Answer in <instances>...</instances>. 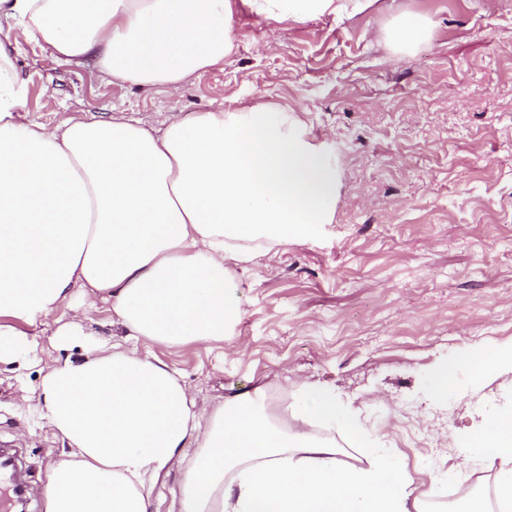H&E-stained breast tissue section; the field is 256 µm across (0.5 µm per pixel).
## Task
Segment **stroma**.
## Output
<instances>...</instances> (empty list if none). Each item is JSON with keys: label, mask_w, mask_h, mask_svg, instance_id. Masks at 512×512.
<instances>
[{"label": "stroma", "mask_w": 512, "mask_h": 512, "mask_svg": "<svg viewBox=\"0 0 512 512\" xmlns=\"http://www.w3.org/2000/svg\"><path fill=\"white\" fill-rule=\"evenodd\" d=\"M404 14L430 22L408 48L389 38ZM235 34L223 64L175 94L20 45L24 119L125 114L158 128L219 104L275 103L336 154L322 236L235 270L245 314L233 335L167 350L128 336L107 303L83 330L164 361L208 409L258 385L292 406L308 387L329 388L418 491L437 488L433 512H448L456 443L512 396V375L465 370L447 404L425 391L438 362L512 343V0H375L350 17L262 25L242 13ZM43 376L37 361L0 362V448L29 466L26 512H44L50 470L68 453L35 408Z\"/></svg>", "instance_id": "stroma-1"}]
</instances>
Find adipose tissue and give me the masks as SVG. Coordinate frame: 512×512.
I'll use <instances>...</instances> for the list:
<instances>
[{"label":"adipose tissue","instance_id":"ef3b65f1","mask_svg":"<svg viewBox=\"0 0 512 512\" xmlns=\"http://www.w3.org/2000/svg\"><path fill=\"white\" fill-rule=\"evenodd\" d=\"M371 0H0V361L34 352L28 329L72 294L111 302L131 336L165 348L220 341L243 318L233 267L320 237L338 193L336 154L290 109L216 106L164 127L115 116L51 129L22 122L27 84L14 47L30 41L110 83L176 90L223 63L235 16L299 22ZM38 408L69 453L45 512H149L179 466L182 512H426L388 449L352 466L316 427L351 439L358 414L325 387L296 412L265 387L210 415L163 361L120 346L50 362ZM296 427H289V417ZM501 460L494 497L460 512H512V406L481 418L458 452Z\"/></svg>","mask_w":512,"mask_h":512}]
</instances>
